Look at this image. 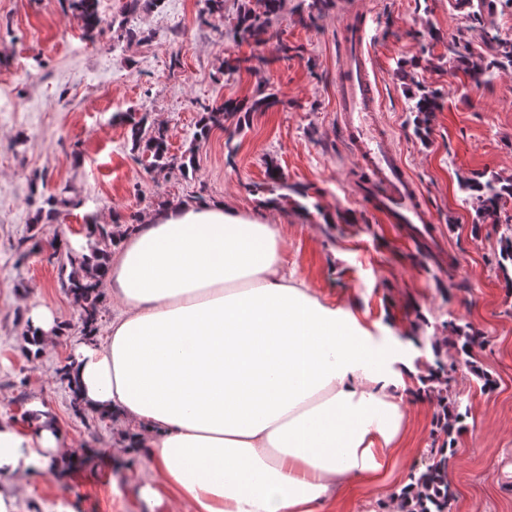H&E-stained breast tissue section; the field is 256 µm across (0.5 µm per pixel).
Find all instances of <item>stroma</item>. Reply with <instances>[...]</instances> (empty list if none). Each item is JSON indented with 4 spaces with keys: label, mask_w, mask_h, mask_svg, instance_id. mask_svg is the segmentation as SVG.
Here are the masks:
<instances>
[{
    "label": "stroma",
    "mask_w": 512,
    "mask_h": 512,
    "mask_svg": "<svg viewBox=\"0 0 512 512\" xmlns=\"http://www.w3.org/2000/svg\"><path fill=\"white\" fill-rule=\"evenodd\" d=\"M126 0H100L111 30L89 39L67 0H0V419L20 418L42 400L59 419L77 466L59 479L46 474L23 489L16 512H152L141 493L144 459L121 448L122 426L75 414L61 376L81 336L76 306L58 282L54 238L84 239L88 223L120 214L144 218L158 202L176 205L203 196L279 225L289 269L324 301L352 311L370 342L408 360L431 358L407 344L412 335H447L449 324L483 333L477 365L495 379L481 389L466 369L451 385L468 408L448 481L452 512H512V289L495 256L512 202L498 223L474 228L460 188L475 172L512 177V68L492 70L476 85L450 71L448 47L477 40L468 12L453 0H330L316 24L298 23L299 0H284L273 25L302 56L255 70H224L227 56H248L253 44L235 39L242 0H225L223 20L204 18L203 0H142L125 17ZM374 15L373 63L380 114L409 173L429 204L438 247L425 253L401 230L363 206L355 193V161L336 126L339 33L347 16ZM406 67L438 91L441 109L429 135L414 134ZM275 89L282 103L255 112L243 131L234 119L193 141L203 106L248 99ZM149 113L168 135L170 165L160 174L133 150L117 115ZM194 147L196 170L184 175L183 151ZM278 166L289 185L307 188L305 208L265 205L267 169ZM69 186L76 208L46 222L38 210ZM354 225L338 234L337 226ZM40 250L19 258L20 239ZM42 299L66 328L40 360L24 351V303ZM400 465L381 486L354 484L335 512H392L390 495L427 462L436 436L435 396L408 403Z\"/></svg>",
    "instance_id": "obj_1"
}]
</instances>
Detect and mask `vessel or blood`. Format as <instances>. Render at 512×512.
Masks as SVG:
<instances>
[{
  "mask_svg": "<svg viewBox=\"0 0 512 512\" xmlns=\"http://www.w3.org/2000/svg\"><path fill=\"white\" fill-rule=\"evenodd\" d=\"M342 47L336 81V125L365 176L358 195L387 222L406 225L417 236H427L432 232V220L422 193L379 119L367 11H358L346 22Z\"/></svg>",
  "mask_w": 512,
  "mask_h": 512,
  "instance_id": "vessel-or-blood-1",
  "label": "vessel or blood"
}]
</instances>
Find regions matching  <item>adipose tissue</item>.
Returning a JSON list of instances; mask_svg holds the SVG:
<instances>
[{
    "instance_id": "1",
    "label": "adipose tissue",
    "mask_w": 512,
    "mask_h": 512,
    "mask_svg": "<svg viewBox=\"0 0 512 512\" xmlns=\"http://www.w3.org/2000/svg\"><path fill=\"white\" fill-rule=\"evenodd\" d=\"M99 286L120 311L105 341L75 344L68 378L88 412L125 425L153 507L325 512L395 465L416 369L289 271L278 225L220 201L157 211L121 236ZM25 327L31 356L64 334L35 303ZM27 412L28 428L0 421V512H15L17 481L73 461L49 407Z\"/></svg>"
}]
</instances>
